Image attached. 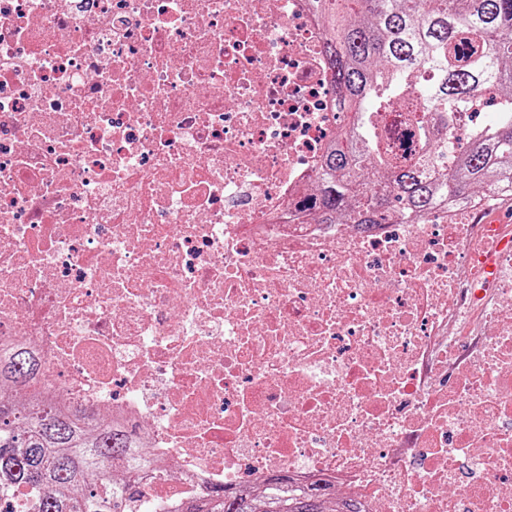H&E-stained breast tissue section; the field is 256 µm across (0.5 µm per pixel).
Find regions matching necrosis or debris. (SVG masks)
Wrapping results in <instances>:
<instances>
[{"instance_id":"obj_1","label":"necrosis or debris","mask_w":512,"mask_h":512,"mask_svg":"<svg viewBox=\"0 0 512 512\" xmlns=\"http://www.w3.org/2000/svg\"><path fill=\"white\" fill-rule=\"evenodd\" d=\"M309 0H0V342L145 436L139 486L512 512L508 197L299 208L348 122Z\"/></svg>"}]
</instances>
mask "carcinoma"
<instances>
[{
    "label": "carcinoma",
    "instance_id": "carcinoma-1",
    "mask_svg": "<svg viewBox=\"0 0 512 512\" xmlns=\"http://www.w3.org/2000/svg\"><path fill=\"white\" fill-rule=\"evenodd\" d=\"M321 20L324 54L353 127L324 157L317 197L301 208L324 224H382L394 212L421 220L463 203L479 186L512 196V0H310ZM467 44L466 65L456 51ZM417 90L427 111L448 121L473 112L494 94L497 118L448 145L413 112L402 124L420 145L405 162L385 142L375 114L390 112L400 95ZM38 361L18 343L0 352V384L17 391L35 383ZM145 438L121 424L33 399L0 394V512H134L137 492L113 484L112 463L152 471ZM183 512H362L357 499L338 500L321 482L302 488L274 477L259 493L212 490Z\"/></svg>",
    "mask_w": 512,
    "mask_h": 512
}]
</instances>
